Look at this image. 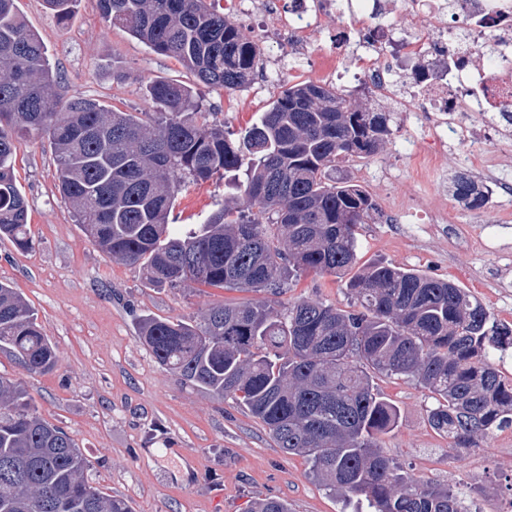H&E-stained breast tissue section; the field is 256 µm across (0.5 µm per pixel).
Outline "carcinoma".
I'll return each instance as SVG.
<instances>
[{"mask_svg":"<svg viewBox=\"0 0 512 512\" xmlns=\"http://www.w3.org/2000/svg\"><path fill=\"white\" fill-rule=\"evenodd\" d=\"M77 0H45L58 20ZM101 18L196 79L234 90L249 80L255 48L208 0H97ZM42 39L17 0H0V238L30 248L28 204L14 175L15 135L47 139L60 198L107 257L142 269L152 286L264 294L211 304L200 318L141 317L138 338L160 366L229 397L277 447L301 455L324 490L359 497L354 512H471L450 487L415 478L385 456L380 436L397 407L373 375L412 380L438 396L432 427L454 449L512 427V381L491 362L512 327L465 289L378 260L358 266V225L372 197L331 175L347 157L371 156L390 134L388 112L352 105L302 81L284 89L238 136L203 119L196 89L150 80L148 112H123L74 95L62 101ZM233 193L204 224L169 223L189 180L228 173ZM454 196L482 206L474 181ZM347 278L351 309L279 297L302 276ZM0 355L29 375L53 370L55 345L34 310L0 283ZM71 436L41 418L22 384L0 377V512H131L90 485ZM251 512H290L259 499Z\"/></svg>","mask_w":512,"mask_h":512,"instance_id":"1","label":"carcinoma"}]
</instances>
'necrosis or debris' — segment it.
Wrapping results in <instances>:
<instances>
[{
  "mask_svg": "<svg viewBox=\"0 0 512 512\" xmlns=\"http://www.w3.org/2000/svg\"><path fill=\"white\" fill-rule=\"evenodd\" d=\"M224 14L259 18L261 35L279 41L277 56L256 49L260 87H274L290 59L331 85L353 73L358 89L414 113L438 148L478 140L480 119L512 120V0H224ZM329 15L332 44L314 52ZM403 17L431 25L405 33Z\"/></svg>",
  "mask_w": 512,
  "mask_h": 512,
  "instance_id": "necrosis-or-debris-1",
  "label": "necrosis or debris"
}]
</instances>
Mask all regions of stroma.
I'll use <instances>...</instances> for the list:
<instances>
[{
	"label": "stroma",
	"mask_w": 512,
	"mask_h": 512,
	"mask_svg": "<svg viewBox=\"0 0 512 512\" xmlns=\"http://www.w3.org/2000/svg\"><path fill=\"white\" fill-rule=\"evenodd\" d=\"M28 26L49 50L61 99L75 94L127 112L150 110L146 81L161 78L186 85L196 79L175 59L155 53L125 31L107 26L97 0H78L68 20H58L44 0H18ZM124 79L117 80L113 71ZM200 108L225 130L240 132L275 98L272 90L203 87ZM391 133L377 155L351 157L344 177L367 191L379 213L358 231L359 256L383 259L467 289L498 320L512 325V198L470 209L442 194L440 178L474 176L465 161L472 145L449 141L436 152L437 179L416 182L404 145L422 138L404 113L392 111ZM17 184L29 204L32 245L22 251L0 240V282L11 285L33 307L43 331L56 345V370L29 376L0 356V376L21 382L44 419L63 428L89 461V482L128 502L132 512H247L258 498H278L291 512H352L338 494L320 487L310 464L277 448L259 420L235 401L185 384L156 362L137 337L136 319L150 314L170 320L197 319L218 301L249 300L246 292L219 288H156L139 267L107 258L79 229L56 188L54 154L46 139L15 141ZM442 195L448 210L443 233L416 247L399 225L388 223L389 201L407 193ZM229 193L224 179L190 182L170 215L174 224H202ZM494 234L480 248H457L461 234ZM490 274L498 289L478 288L476 276ZM288 299L309 297L340 309L351 298L343 282L307 275ZM374 387L399 410L397 427L383 436L382 451L424 481L460 489L493 512L512 494V453L496 451L492 436L461 452L432 428L433 394L416 382L377 376Z\"/></svg>",
	"instance_id": "1"
}]
</instances>
